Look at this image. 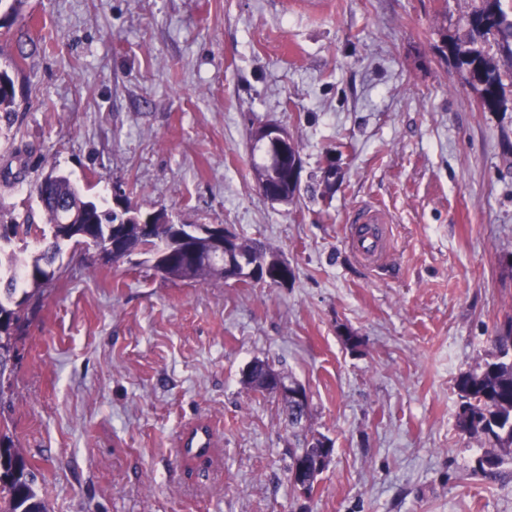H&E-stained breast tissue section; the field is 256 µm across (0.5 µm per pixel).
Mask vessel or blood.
I'll use <instances>...</instances> for the list:
<instances>
[{
    "label": "vessel or blood",
    "instance_id": "obj_1",
    "mask_svg": "<svg viewBox=\"0 0 512 512\" xmlns=\"http://www.w3.org/2000/svg\"><path fill=\"white\" fill-rule=\"evenodd\" d=\"M349 242L352 251L368 266H380L392 245L391 219L379 206L366 203L354 207L349 215ZM214 445L213 434L204 424L184 431L179 439L180 450L197 455Z\"/></svg>",
    "mask_w": 512,
    "mask_h": 512
}]
</instances>
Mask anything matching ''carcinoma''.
Masks as SVG:
<instances>
[{"mask_svg":"<svg viewBox=\"0 0 512 512\" xmlns=\"http://www.w3.org/2000/svg\"><path fill=\"white\" fill-rule=\"evenodd\" d=\"M503 0H481V6L469 16L464 39L448 44L464 80L479 94L481 107L490 112H505L512 98L506 95L502 82L501 65L512 67V11L506 12ZM17 112L16 93H0V121L9 125ZM33 193L41 214L37 224L33 212L11 218L12 237L20 240L33 238L43 249L21 259L15 252L6 251L0 242V397L11 386L17 367L18 336L16 331L26 322L33 298L55 277L54 263L64 243H80L86 236L105 245L112 240L113 211L101 210L97 224H62L70 215L61 210L68 200L85 208L96 206L74 186L68 176L51 168L38 176ZM192 239V250L180 252L170 264L156 269L162 278L170 281L205 284L224 278L222 263L209 255V245L195 236L198 228L184 225ZM128 254L150 253L168 236L170 228L155 224L147 229L142 224L123 225ZM243 254L260 261L274 252L260 241L240 240ZM273 370L269 361H255L250 389L266 391L260 383L264 373ZM461 399L457 427L460 432L477 439L483 449L478 468L484 474L494 472L503 462V456L512 457V322L492 339L489 358L477 369L465 372L456 380ZM289 435L298 444L288 446L290 462L287 480L293 490L300 481L294 470L297 461H313L316 450L328 437L314 434L309 429H297L288 422ZM36 468L25 458L9 435V425L0 423V512H49L45 500L37 492Z\"/></svg>","mask_w":512,"mask_h":512,"instance_id":"cac0c4a2","label":"carcinoma"}]
</instances>
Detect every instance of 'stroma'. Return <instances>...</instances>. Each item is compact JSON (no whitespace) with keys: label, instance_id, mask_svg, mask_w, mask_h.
Instances as JSON below:
<instances>
[{"label":"stroma","instance_id":"35a3bbf8","mask_svg":"<svg viewBox=\"0 0 512 512\" xmlns=\"http://www.w3.org/2000/svg\"><path fill=\"white\" fill-rule=\"evenodd\" d=\"M478 5L0 0L20 105L0 123V213L34 208L53 167L107 207L226 225L294 271L184 284L143 253L115 266L64 245L0 401L49 512H512V460L483 475L457 428L455 382L512 317V109L483 111L446 48ZM265 122L300 146L285 204L255 184ZM364 201L393 219L374 269L346 242ZM257 358L306 388L310 430L334 441L310 496L286 479L278 395L243 382ZM193 419L216 435L204 461L173 446Z\"/></svg>","mask_w":512,"mask_h":512}]
</instances>
